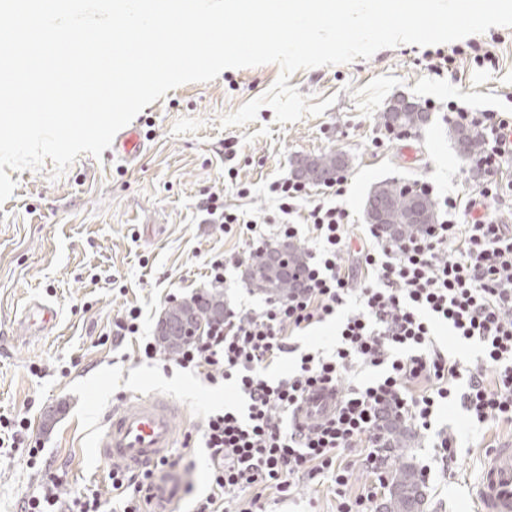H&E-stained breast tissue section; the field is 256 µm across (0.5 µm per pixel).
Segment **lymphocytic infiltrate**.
<instances>
[{
    "label": "lymphocytic infiltrate",
    "mask_w": 512,
    "mask_h": 512,
    "mask_svg": "<svg viewBox=\"0 0 512 512\" xmlns=\"http://www.w3.org/2000/svg\"><path fill=\"white\" fill-rule=\"evenodd\" d=\"M448 118L474 130L482 150L474 165L485 179L468 201L445 197L443 218L423 231L394 239L369 225L357 251L364 277L341 263L351 246L349 211L327 198H311L293 177L269 183L270 199L283 214L277 235L293 239L306 224L314 247L300 284L288 296L267 300L258 311H227L205 339L178 357L180 368L204 370L213 384L235 381L245 397L240 409L209 413L198 431L208 453V490L192 512H263L264 491L287 496L297 477L326 476L336 486L337 512H372L385 482L388 462L381 443L383 415L392 408L430 430L448 404H457L472 427L512 425V226L496 221L492 203L512 196V181L499 180L500 167L512 163V116L475 112L449 101ZM305 202L302 223L291 222L297 202ZM205 210L214 223L245 226L246 255L215 256L209 261L214 285H224L228 268L262 256L269 236L247 213L211 197ZM348 307L332 351L298 353L296 333L306 331ZM443 322L461 342L478 343L475 366L442 354L432 338L434 322ZM298 353L295 369L273 381L268 369L283 355ZM376 370L363 385L342 386L357 369ZM338 388L335 413L302 425L293 412L312 388ZM372 480L358 493L348 486L355 465ZM161 460L148 468L111 473L114 501L104 507L93 494L62 502L55 484L24 499L21 512H148V490L169 467Z\"/></svg>",
    "instance_id": "lymphocytic-infiltrate-1"
}]
</instances>
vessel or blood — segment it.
Returning a JSON list of instances; mask_svg holds the SVG:
<instances>
[{
	"label": "vessel or blood",
	"mask_w": 512,
	"mask_h": 512,
	"mask_svg": "<svg viewBox=\"0 0 512 512\" xmlns=\"http://www.w3.org/2000/svg\"><path fill=\"white\" fill-rule=\"evenodd\" d=\"M141 143L135 131L118 134L112 142V151L121 157H132ZM24 322L31 329L45 331L53 328L57 312L43 301L31 300L22 312ZM339 401L335 391L316 390L305 396L294 419L303 422L333 412ZM177 408L167 398L152 395L134 407L113 408L104 419L99 446L110 462L138 470L155 463L173 448L175 443V416ZM174 484L164 478L151 488L156 504L155 512H170L174 499ZM475 499L480 512H512V442L490 449L484 461Z\"/></svg>",
	"instance_id": "obj_1"
}]
</instances>
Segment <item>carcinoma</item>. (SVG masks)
<instances>
[{"instance_id": "obj_1", "label": "carcinoma", "mask_w": 512, "mask_h": 512, "mask_svg": "<svg viewBox=\"0 0 512 512\" xmlns=\"http://www.w3.org/2000/svg\"><path fill=\"white\" fill-rule=\"evenodd\" d=\"M402 99L389 102L380 115L381 123L389 129L399 125L416 129L427 120L428 112L422 105L414 102L411 107H401ZM448 136L455 144L461 156L469 158L481 151V141L472 132L460 124L448 125ZM347 166L343 154L326 151L301 159L297 176L308 185H325ZM364 211L368 223H373L375 215L384 214L382 229L394 238L407 237L422 227L438 220L435 204L426 193L412 196L404 187L392 181H383L368 194ZM281 257L271 261L268 256L256 260L245 270V280L250 287L270 297H285L295 287L296 274L306 263L305 250L288 242L270 249ZM187 319L195 325L209 326L224 318V292L213 289L169 306L156 330V341L160 349L171 356H177L188 347L192 340L171 339L163 332L161 325ZM385 447L393 453L396 461L388 471V494L383 512H423L424 480L408 455L411 443V429L403 419L391 412L383 425Z\"/></svg>"}]
</instances>
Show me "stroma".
<instances>
[{"label": "stroma", "mask_w": 512, "mask_h": 512, "mask_svg": "<svg viewBox=\"0 0 512 512\" xmlns=\"http://www.w3.org/2000/svg\"><path fill=\"white\" fill-rule=\"evenodd\" d=\"M452 69L430 74L427 48L401 44L367 59L295 72L289 80L315 102L333 99L319 116L279 124L270 106L253 122L221 127V119L275 84L270 63L224 70L205 83H186L145 107L131 122L142 143L136 158L83 153L63 173L52 160L14 171L12 196L0 204V416L26 419L14 446L0 450V512H20L22 498L57 482L61 500L74 492L112 497L111 463L97 442L113 405H135L159 394L180 408L174 512H189L187 485L203 491L207 459L197 429L207 413L238 405L233 385H210L181 369L173 357L146 358L142 339L154 335L165 308L210 289L211 257L240 252L246 238L211 223L203 206L212 196L257 221L279 216L268 184L291 175L302 155L345 154L348 181L341 200L353 216L352 240L363 237L364 203L381 181L428 183L433 200L474 196L483 175L462 159L448 137L445 105L458 100L477 109L512 104V27H493L455 43ZM489 50L491 65L477 66L475 50ZM405 97L435 102L427 125L408 134L378 123L387 103ZM237 179L229 181L227 170ZM250 190L239 197L238 187ZM37 298L57 311L50 332L28 333L22 320ZM143 312L141 333L122 343L107 340L113 317L130 306ZM461 448L453 467L433 461L430 435L418 431L417 465H429L426 512H477L475 486L487 446L512 440V426L469 428L459 410L444 409ZM267 512H336L330 482L300 478L292 496L264 495Z\"/></svg>", "instance_id": "obj_1"}]
</instances>
